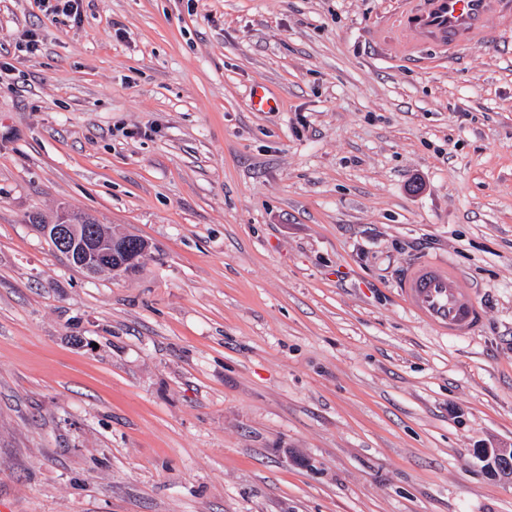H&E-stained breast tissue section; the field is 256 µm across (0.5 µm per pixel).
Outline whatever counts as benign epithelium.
Wrapping results in <instances>:
<instances>
[{"mask_svg": "<svg viewBox=\"0 0 512 512\" xmlns=\"http://www.w3.org/2000/svg\"><path fill=\"white\" fill-rule=\"evenodd\" d=\"M50 242L55 249H60L70 257L83 259V263L97 270L105 265L110 271L116 272L128 265L145 260L148 256L146 249H134L128 243H119L117 239L105 240L96 234V227L85 228L82 250L73 253L71 238L75 237V226L65 219H59L52 224ZM486 460L489 461L487 471L512 485V448H489Z\"/></svg>", "mask_w": 512, "mask_h": 512, "instance_id": "1", "label": "benign epithelium"}]
</instances>
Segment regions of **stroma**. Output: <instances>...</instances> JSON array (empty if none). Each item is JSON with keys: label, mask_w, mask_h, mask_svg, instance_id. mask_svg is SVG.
<instances>
[{"label": "stroma", "mask_w": 512, "mask_h": 512, "mask_svg": "<svg viewBox=\"0 0 512 512\" xmlns=\"http://www.w3.org/2000/svg\"><path fill=\"white\" fill-rule=\"evenodd\" d=\"M395 8L0 0V512H512V31L413 66ZM64 207L147 260L73 267ZM421 257L479 333L405 307ZM83 0H39L40 5L46 12L62 14L72 18L74 22L81 19V3ZM54 2V3H52ZM396 286L417 318L442 336H470L483 323L482 305L450 261L420 259L406 267ZM486 460L487 471L512 485V448H487Z\"/></svg>", "instance_id": "35a3bbf8"}]
</instances>
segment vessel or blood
<instances>
[{
  "instance_id": "obj_1",
  "label": "vessel or blood",
  "mask_w": 512,
  "mask_h": 512,
  "mask_svg": "<svg viewBox=\"0 0 512 512\" xmlns=\"http://www.w3.org/2000/svg\"><path fill=\"white\" fill-rule=\"evenodd\" d=\"M493 19L502 29L512 28V0H400L392 40L381 49L409 61L428 47L454 58L484 39ZM397 288L417 318L440 335L474 334L484 320L482 305L451 262L418 260L406 267Z\"/></svg>"
}]
</instances>
